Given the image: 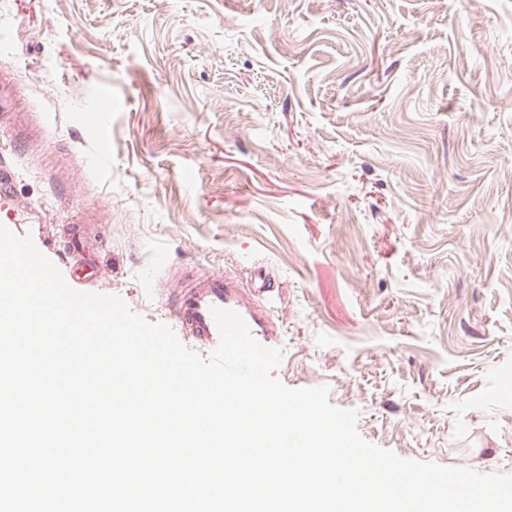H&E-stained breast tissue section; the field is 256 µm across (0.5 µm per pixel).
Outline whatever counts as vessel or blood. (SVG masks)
I'll use <instances>...</instances> for the list:
<instances>
[{
  "label": "vessel or blood",
  "instance_id": "obj_1",
  "mask_svg": "<svg viewBox=\"0 0 512 512\" xmlns=\"http://www.w3.org/2000/svg\"><path fill=\"white\" fill-rule=\"evenodd\" d=\"M14 180L12 167L1 163V224H19L25 219L26 210L14 193ZM64 236L68 259L62 274L66 282L76 288L83 282L100 278L101 267L96 262V232L84 223L71 224L67 226ZM257 281L258 288L251 296L234 276L221 273L189 274L185 285L175 289L170 300V314L176 330L188 342L206 352H213L220 342V334L211 310L218 307L237 312L262 345L281 347L283 330L274 315V290L265 266H258Z\"/></svg>",
  "mask_w": 512,
  "mask_h": 512
}]
</instances>
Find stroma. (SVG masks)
I'll return each mask as SVG.
<instances>
[{
	"label": "stroma",
	"instance_id": "35a3bbf8",
	"mask_svg": "<svg viewBox=\"0 0 512 512\" xmlns=\"http://www.w3.org/2000/svg\"><path fill=\"white\" fill-rule=\"evenodd\" d=\"M0 127L55 258L170 323L187 270L278 294L285 386L367 442L512 475V0H0ZM84 220L81 224H70L65 229V253L68 256L60 270L66 282L72 288H78L83 282L98 279L101 267L96 262L97 232L88 227Z\"/></svg>",
	"mask_w": 512,
	"mask_h": 512
}]
</instances>
